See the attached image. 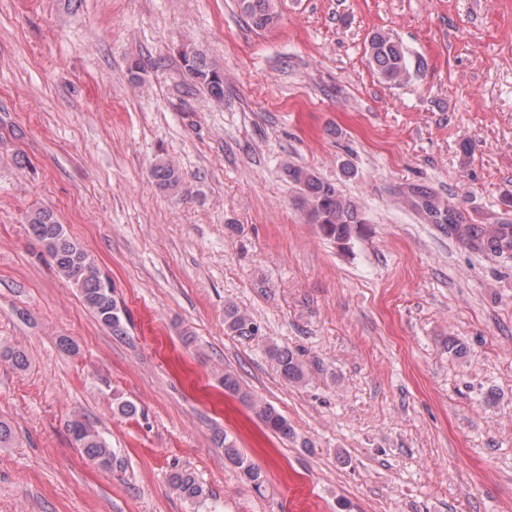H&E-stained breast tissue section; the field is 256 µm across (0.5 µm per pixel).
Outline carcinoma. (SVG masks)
Masks as SVG:
<instances>
[{"mask_svg": "<svg viewBox=\"0 0 512 512\" xmlns=\"http://www.w3.org/2000/svg\"><path fill=\"white\" fill-rule=\"evenodd\" d=\"M238 4L249 25L256 30H265L277 21L275 0H238ZM366 54L384 82L397 84L409 78L405 51L387 34H372L368 39ZM181 57L186 72L194 82L207 89L213 98L219 100L224 97V76L212 65L204 51L190 44L183 47ZM285 171L292 182L302 187L303 195L298 204L308 223L318 225L322 233L333 239L340 248H349L356 225L366 223L357 206L346 199L335 185L322 181L310 169L287 164ZM151 176L156 185L164 190H175L180 185L179 173L166 161L157 162ZM419 199L424 203L422 210L448 215L449 229L459 233L463 240L498 255L512 252V226L486 229L464 225L458 209L441 208L426 191L420 192ZM27 224L56 271L78 288L84 305L112 331V335H123L126 312L115 298L112 282L102 278L88 253L66 234L55 213L44 207L33 209L27 215ZM224 326L235 336L252 338L260 335V327L250 314L235 305L225 307ZM267 354L285 381L299 383L304 379L302 365L291 350L272 344L267 347ZM0 360L17 370H25L29 366L26 351L8 342L0 341ZM224 389L238 395L271 432L283 436L291 433L286 418L271 405L243 390L238 378L230 372L224 374ZM69 433L90 461L105 469L112 467V448L91 424L75 418L69 425ZM224 456L241 470L246 482L260 488L264 482L262 471L248 463L234 442L227 438L224 439ZM170 484L180 497L190 502L197 503L208 497L203 484L190 471L172 473Z\"/></svg>", "mask_w": 512, "mask_h": 512, "instance_id": "1", "label": "carcinoma"}]
</instances>
